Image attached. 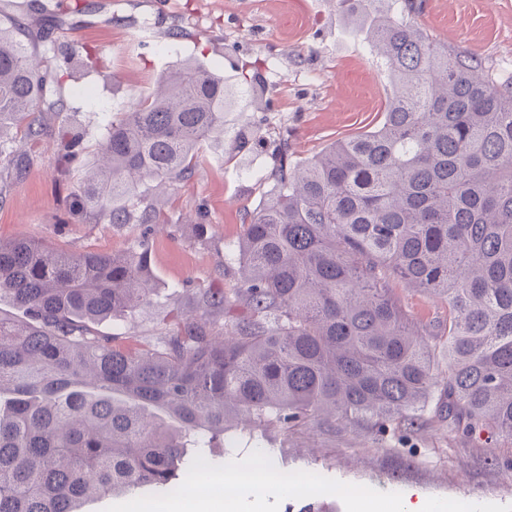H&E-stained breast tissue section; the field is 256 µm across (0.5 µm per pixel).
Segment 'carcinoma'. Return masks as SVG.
I'll return each instance as SVG.
<instances>
[{"mask_svg": "<svg viewBox=\"0 0 512 512\" xmlns=\"http://www.w3.org/2000/svg\"><path fill=\"white\" fill-rule=\"evenodd\" d=\"M339 0L367 23L391 78L381 124L305 162L288 138L274 185L244 225L240 279L198 288V316L151 338L100 334L155 303L149 235L168 187L191 179L228 112H263L262 78H226L187 58L150 97L55 136L73 173L72 215L144 226L121 254L68 253L0 239V512H78L91 498L163 495L199 476L231 421L253 431L336 419L420 428L436 401L468 436L512 438V83L430 41L415 0ZM57 55L0 23V168L22 175L15 137L62 112ZM266 142L261 124L236 147ZM448 304V322L411 323L395 284ZM442 349L447 370L433 358Z\"/></svg>", "mask_w": 512, "mask_h": 512, "instance_id": "cac0c4a2", "label": "carcinoma"}]
</instances>
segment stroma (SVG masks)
<instances>
[{
    "instance_id": "stroma-1",
    "label": "stroma",
    "mask_w": 512,
    "mask_h": 512,
    "mask_svg": "<svg viewBox=\"0 0 512 512\" xmlns=\"http://www.w3.org/2000/svg\"><path fill=\"white\" fill-rule=\"evenodd\" d=\"M0 20L32 50L75 42L100 57L98 70L76 77L61 66L67 114L95 140L113 113L146 98L189 55L226 76L244 63L260 69L270 99L263 130L286 135L298 161L376 128L391 91L368 39L336 0H0ZM415 20L436 43L481 62L492 79H512V0H423ZM169 46L175 54H166ZM27 153L21 176L0 170V239L109 254L141 237L138 224L116 230L71 217L53 138ZM270 167V149L231 156L206 141L194 177L166 196L168 225L150 238L156 304L124 321H103L98 332L155 336L164 318L192 309L197 288L236 287L237 242L264 200L260 178ZM200 207L207 212L202 243L188 223ZM260 448L275 469L316 475V500L326 512H357L355 487L381 497L414 493L460 512H512V439L467 436L438 417H426L416 431L301 422L269 428L259 440L232 428L202 453L209 477L223 480L229 460L251 468Z\"/></svg>"
}]
</instances>
